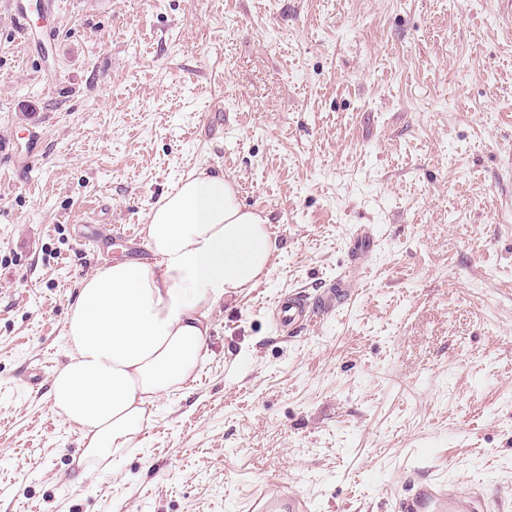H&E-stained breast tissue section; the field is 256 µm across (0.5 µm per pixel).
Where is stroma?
<instances>
[{"label":"stroma","mask_w":512,"mask_h":512,"mask_svg":"<svg viewBox=\"0 0 512 512\" xmlns=\"http://www.w3.org/2000/svg\"><path fill=\"white\" fill-rule=\"evenodd\" d=\"M29 17L20 32L15 6ZM42 133L30 149L31 131ZM0 512H240L285 479L314 512H384L443 469L512 512V29L500 0H0ZM270 219L268 276L214 311L185 387L77 479L37 361L79 282L194 171ZM287 334L267 306L348 271Z\"/></svg>","instance_id":"stroma-1"}]
</instances>
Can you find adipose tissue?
I'll list each match as a JSON object with an SVG mask.
<instances>
[{
    "label": "adipose tissue",
    "instance_id": "ef3b65f1",
    "mask_svg": "<svg viewBox=\"0 0 512 512\" xmlns=\"http://www.w3.org/2000/svg\"><path fill=\"white\" fill-rule=\"evenodd\" d=\"M156 263L118 260L79 285L65 334L68 362L52 408L81 433V476L149 426L154 402L196 372L216 307L258 285L277 242L262 213L220 174L180 181L148 214Z\"/></svg>",
    "mask_w": 512,
    "mask_h": 512
}]
</instances>
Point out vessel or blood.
<instances>
[{
    "instance_id": "1",
    "label": "vessel or blood",
    "mask_w": 512,
    "mask_h": 512,
    "mask_svg": "<svg viewBox=\"0 0 512 512\" xmlns=\"http://www.w3.org/2000/svg\"><path fill=\"white\" fill-rule=\"evenodd\" d=\"M352 296L346 283H333L315 296L301 291L289 293L272 305L276 325L292 332L333 312ZM484 495L463 489L447 478L409 474L404 484L390 495L389 512H486ZM241 512H312L307 495L285 480L264 483L243 501Z\"/></svg>"
}]
</instances>
